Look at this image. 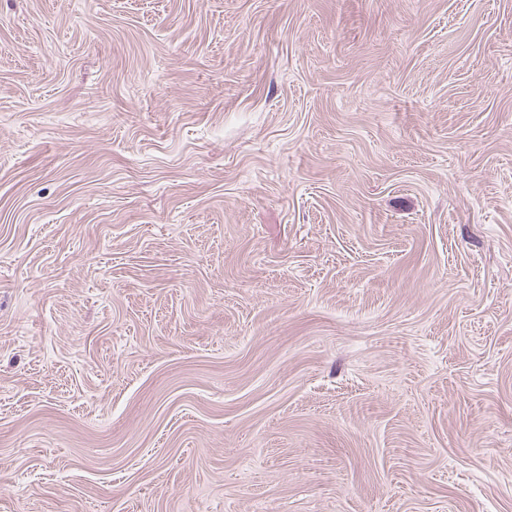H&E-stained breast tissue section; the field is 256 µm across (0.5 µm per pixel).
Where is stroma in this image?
<instances>
[{
  "instance_id": "1",
  "label": "stroma",
  "mask_w": 512,
  "mask_h": 512,
  "mask_svg": "<svg viewBox=\"0 0 512 512\" xmlns=\"http://www.w3.org/2000/svg\"><path fill=\"white\" fill-rule=\"evenodd\" d=\"M0 512H512V0H0Z\"/></svg>"
}]
</instances>
